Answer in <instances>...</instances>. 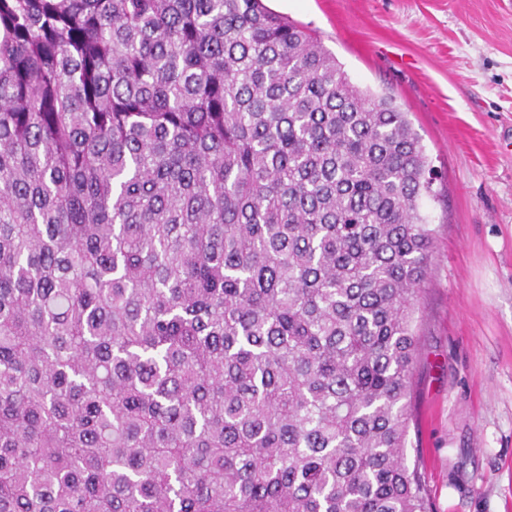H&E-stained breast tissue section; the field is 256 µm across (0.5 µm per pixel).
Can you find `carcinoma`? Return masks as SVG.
Instances as JSON below:
<instances>
[{
  "label": "carcinoma",
  "instance_id": "obj_1",
  "mask_svg": "<svg viewBox=\"0 0 512 512\" xmlns=\"http://www.w3.org/2000/svg\"><path fill=\"white\" fill-rule=\"evenodd\" d=\"M432 185L263 0H0V512H432Z\"/></svg>",
  "mask_w": 512,
  "mask_h": 512
}]
</instances>
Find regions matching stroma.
<instances>
[{
    "instance_id": "1",
    "label": "stroma",
    "mask_w": 512,
    "mask_h": 512,
    "mask_svg": "<svg viewBox=\"0 0 512 512\" xmlns=\"http://www.w3.org/2000/svg\"><path fill=\"white\" fill-rule=\"evenodd\" d=\"M351 80L408 114L439 174L409 446L432 512H512V0H290Z\"/></svg>"
}]
</instances>
